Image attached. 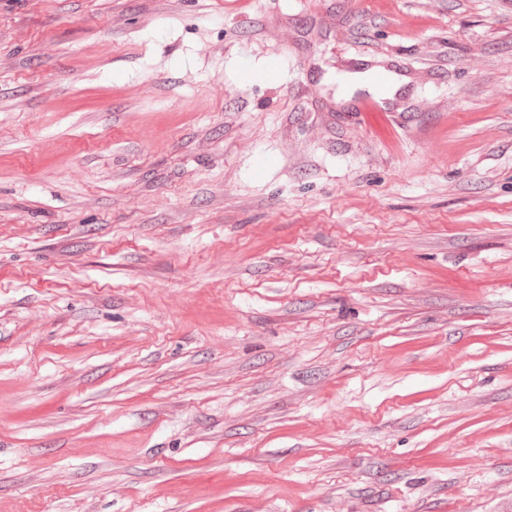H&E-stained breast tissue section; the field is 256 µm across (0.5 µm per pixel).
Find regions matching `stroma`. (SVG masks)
Returning <instances> with one entry per match:
<instances>
[{
  "mask_svg": "<svg viewBox=\"0 0 512 512\" xmlns=\"http://www.w3.org/2000/svg\"><path fill=\"white\" fill-rule=\"evenodd\" d=\"M0 512H512V0H0Z\"/></svg>",
  "mask_w": 512,
  "mask_h": 512,
  "instance_id": "obj_1",
  "label": "stroma"
}]
</instances>
